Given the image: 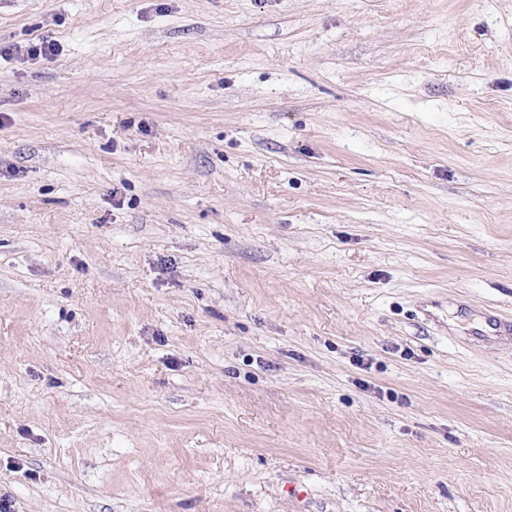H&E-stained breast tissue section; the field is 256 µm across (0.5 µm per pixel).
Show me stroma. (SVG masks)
Returning a JSON list of instances; mask_svg holds the SVG:
<instances>
[{"label":"stroma","instance_id":"obj_1","mask_svg":"<svg viewBox=\"0 0 512 512\" xmlns=\"http://www.w3.org/2000/svg\"><path fill=\"white\" fill-rule=\"evenodd\" d=\"M491 316L512 0H0L11 512H512Z\"/></svg>","mask_w":512,"mask_h":512}]
</instances>
